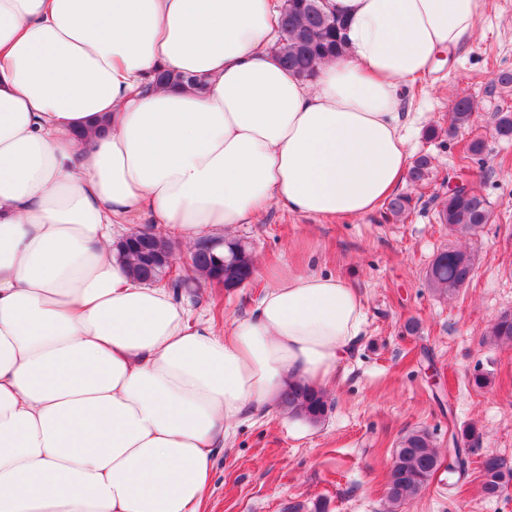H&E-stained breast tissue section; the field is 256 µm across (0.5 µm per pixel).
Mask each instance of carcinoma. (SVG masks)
<instances>
[{
  "mask_svg": "<svg viewBox=\"0 0 512 512\" xmlns=\"http://www.w3.org/2000/svg\"><path fill=\"white\" fill-rule=\"evenodd\" d=\"M346 20L325 7V0H283L279 20L280 39L275 48L276 58L295 75L311 80L315 77L314 63L335 60L345 54L342 31ZM161 82L196 87L199 81L174 71L157 75ZM475 105L468 96H458L451 105L448 134L473 121ZM495 133L503 141H512V110L496 113ZM429 157H418L408 170L414 182L428 176ZM407 194L395 195L385 202L383 219L401 221L415 209ZM439 222L448 225V231L459 235H475L490 223L488 200L472 185L461 184L438 203ZM149 248L154 258L144 255L132 240L119 243V257L128 271L141 281L173 290L189 285L194 275L213 281L215 273L224 274V289L241 288L253 282L255 262L250 249L240 240L224 242V256L214 255L211 242L198 240L190 252L191 272L185 277L163 283V275L170 269L171 245L151 236ZM474 274V258L461 250H445L437 255L426 271L430 288L442 296H453L470 282ZM486 335L494 343H512V312H502L490 325ZM280 405L292 415L316 423L329 409L326 392L301 385H290L281 394ZM479 439L476 430L469 428L461 438H453L455 447L449 459L452 473H466V449L461 444ZM440 465L431 435L425 430H413L401 437L393 453V461L386 480V498L392 504H401L424 489ZM479 491L486 498H496L512 484V465L497 454L484 457L479 467Z\"/></svg>",
  "mask_w": 512,
  "mask_h": 512,
  "instance_id": "carcinoma-1",
  "label": "carcinoma"
}]
</instances>
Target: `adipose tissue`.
<instances>
[{"mask_svg": "<svg viewBox=\"0 0 512 512\" xmlns=\"http://www.w3.org/2000/svg\"><path fill=\"white\" fill-rule=\"evenodd\" d=\"M329 6L347 52L308 82L272 53L281 0H0V512H204L232 426L335 385L364 324L343 278L265 270L222 329L112 238L145 218L221 240L273 206L345 221L397 190L402 99L486 0Z\"/></svg>", "mask_w": 512, "mask_h": 512, "instance_id": "adipose-tissue-1", "label": "adipose tissue"}]
</instances>
